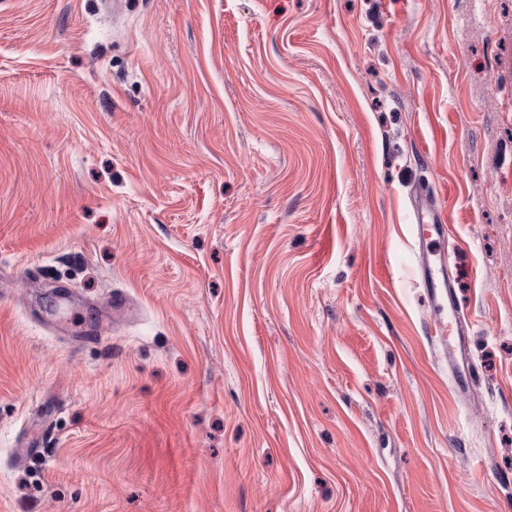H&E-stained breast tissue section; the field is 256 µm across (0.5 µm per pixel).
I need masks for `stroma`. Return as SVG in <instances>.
<instances>
[{
	"label": "stroma",
	"instance_id": "obj_1",
	"mask_svg": "<svg viewBox=\"0 0 512 512\" xmlns=\"http://www.w3.org/2000/svg\"><path fill=\"white\" fill-rule=\"evenodd\" d=\"M0 512H512V0H0ZM430 223L417 224L419 239V269L423 287L427 289L429 301L441 313L444 311V295H448V318L459 321L457 341H451L443 336V327L435 329L445 357L448 356V366L453 371L455 392L466 396L471 392L473 366L465 349L463 336L467 328L462 324L459 311L451 296L449 276L445 271L449 266L448 254V225L439 213L430 211Z\"/></svg>",
	"mask_w": 512,
	"mask_h": 512
}]
</instances>
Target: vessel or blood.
Masks as SVG:
<instances>
[{
    "mask_svg": "<svg viewBox=\"0 0 512 512\" xmlns=\"http://www.w3.org/2000/svg\"><path fill=\"white\" fill-rule=\"evenodd\" d=\"M419 239V269L424 288H426L429 301L434 309H447L449 318L459 316L456 304H445L444 296L451 289V283L445 276L449 265L448 254V226L440 214H431L428 223L417 227ZM438 342L448 365L453 372L456 393L468 395L472 388L473 366L463 341H447L446 337H439Z\"/></svg>",
    "mask_w": 512,
    "mask_h": 512,
    "instance_id": "1",
    "label": "vessel or blood"
}]
</instances>
